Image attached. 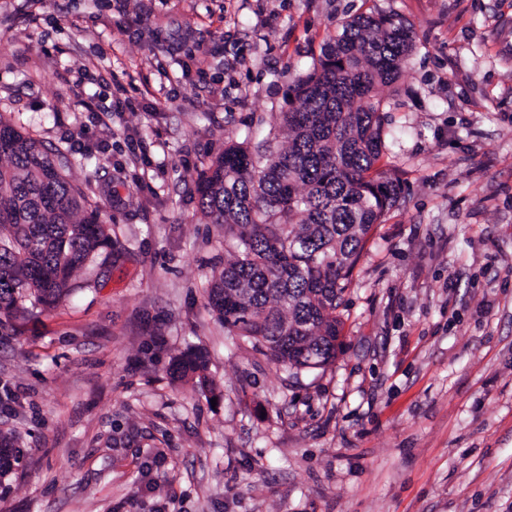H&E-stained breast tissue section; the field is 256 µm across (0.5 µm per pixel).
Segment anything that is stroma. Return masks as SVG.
I'll list each match as a JSON object with an SVG mask.
<instances>
[{
	"mask_svg": "<svg viewBox=\"0 0 512 512\" xmlns=\"http://www.w3.org/2000/svg\"><path fill=\"white\" fill-rule=\"evenodd\" d=\"M411 21L381 87L404 199L326 371L290 377L207 302L198 205L228 140L281 136L346 16ZM110 112L107 123L91 111ZM0 117L69 159L112 256L0 313V512H512V0H0ZM202 353L215 396L172 375Z\"/></svg>",
	"mask_w": 512,
	"mask_h": 512,
	"instance_id": "35a3bbf8",
	"label": "stroma"
}]
</instances>
